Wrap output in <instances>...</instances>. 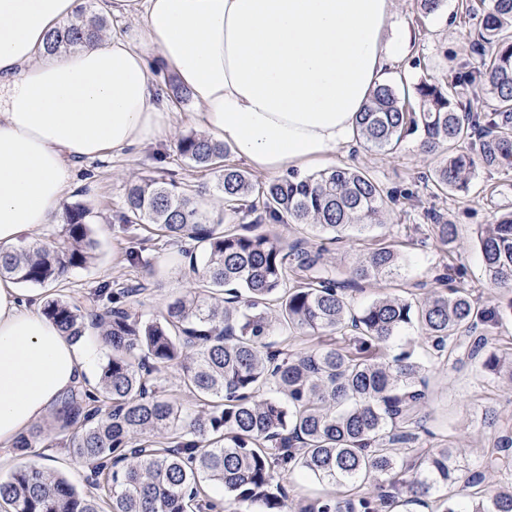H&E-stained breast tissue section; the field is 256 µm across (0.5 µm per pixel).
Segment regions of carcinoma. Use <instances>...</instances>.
I'll list each match as a JSON object with an SVG mask.
<instances>
[{"instance_id": "obj_1", "label": "carcinoma", "mask_w": 512, "mask_h": 512, "mask_svg": "<svg viewBox=\"0 0 512 512\" xmlns=\"http://www.w3.org/2000/svg\"><path fill=\"white\" fill-rule=\"evenodd\" d=\"M481 61L414 87L408 109L395 88H375L360 113L358 138L392 150L419 134L434 156L436 195L467 190L477 166L512 170V0H469ZM105 16L88 4L50 32L49 52L76 51L101 38ZM490 101L473 109L469 91ZM191 165L218 174L214 190L224 206L264 233L245 234L198 201L200 191L174 179L149 176L127 187L117 215L127 226H150L168 243L189 240L205 263L198 280L145 320L121 299L147 284L101 285L86 295L56 293L43 314L79 340L87 328L111 353L95 390L61 401L55 424L22 437L16 455L61 442L90 465L89 489L79 490L38 462L15 466L0 479V501L10 512H293L284 470L345 488L306 501L299 512H393L410 502L430 512H512V420L486 409L496 436L480 469L459 465V448H426L431 432L420 405L426 371L413 348L392 356L384 345L409 327L420 333L429 358L479 361L512 384V347L492 342V329L512 313V212L477 235L486 280L502 290L490 307L475 298L450 262L435 277L438 290L423 298L383 294L356 311L354 296L393 278L400 253L390 245L353 266H330L322 249L287 241L282 230L308 224L341 239L372 227L384 205L369 174L336 167L304 178L255 187L249 174L226 162L228 147L203 133L178 139ZM90 208L75 202L63 212V234L50 244L0 250V276L23 284H59L97 259ZM444 245L457 226L428 213ZM282 332L283 348L268 337ZM312 349L296 348L305 337ZM174 368L182 387L200 402L189 412L167 394L162 370ZM497 473L507 490L486 488ZM472 489L467 503L455 489Z\"/></svg>"}]
</instances>
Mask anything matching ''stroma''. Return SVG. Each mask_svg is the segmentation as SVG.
<instances>
[{"label":"stroma","mask_w":512,"mask_h":512,"mask_svg":"<svg viewBox=\"0 0 512 512\" xmlns=\"http://www.w3.org/2000/svg\"><path fill=\"white\" fill-rule=\"evenodd\" d=\"M459 2L445 0L440 12L424 18L418 14L414 0H398V15L415 32L416 41L406 58L388 70L386 83L409 92L422 77L438 78L459 64L478 62L479 57L472 50V27L461 16ZM202 129L196 107L188 102L180 106L173 131L165 139L79 166L78 178L64 201L90 206V223L100 248L95 264L72 272L69 291L88 292L108 283L126 286L145 279L147 269H154L149 290L129 300L148 318L160 314L170 296L190 286L196 273L188 259L153 230H132L117 223L116 213L123 206L127 185L142 176L165 174L191 185L213 184L212 174L191 167L177 151L181 134ZM334 163L369 173L379 182L387 201L376 225L362 232H346L337 242L304 224L289 225L288 236L305 239L322 249L326 262L346 266L366 256L376 243L395 245L405 258L395 282L358 294L356 306H363L376 295L394 292L399 286L414 289L416 296H425L426 285L432 284L452 257L461 265L465 283L484 303L493 302L497 291L485 284L476 231L501 213L512 211V171L480 169L468 192L443 199L434 197L427 178L433 160L421 151L415 135L385 152L362 144L350 152L338 150ZM432 210L457 225L458 240L452 247L442 246L433 235L427 217ZM426 366L429 385L423 413L431 432L428 446L461 444L462 465L472 469L481 466L483 450L493 436L492 428L481 420L482 413L492 407L512 417V386L492 379L474 361L455 366L443 359H432Z\"/></svg>","instance_id":"35a3bbf8"}]
</instances>
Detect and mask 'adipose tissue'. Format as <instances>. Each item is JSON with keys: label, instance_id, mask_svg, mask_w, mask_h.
<instances>
[{"label": "adipose tissue", "instance_id": "ef3b65f1", "mask_svg": "<svg viewBox=\"0 0 512 512\" xmlns=\"http://www.w3.org/2000/svg\"><path fill=\"white\" fill-rule=\"evenodd\" d=\"M84 0H0V249L59 218L79 164L171 130L149 56L186 88L208 135L271 175L329 164L412 31L395 0H102L141 17L74 52L50 31ZM94 351L0 277V449L92 381Z\"/></svg>", "mask_w": 512, "mask_h": 512}]
</instances>
